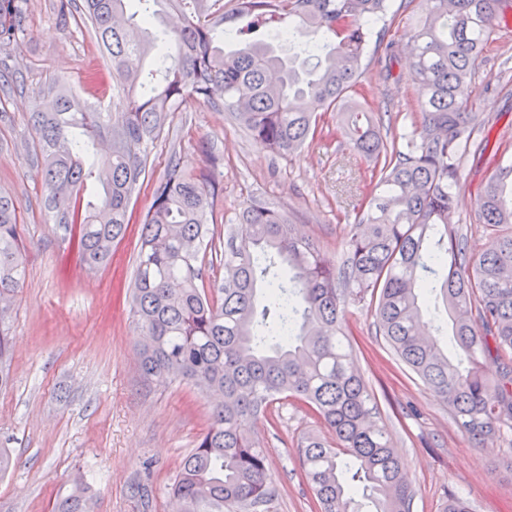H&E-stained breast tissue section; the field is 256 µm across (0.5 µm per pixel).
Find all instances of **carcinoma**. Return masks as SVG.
I'll list each match as a JSON object with an SVG mask.
<instances>
[{
    "label": "carcinoma",
    "mask_w": 512,
    "mask_h": 512,
    "mask_svg": "<svg viewBox=\"0 0 512 512\" xmlns=\"http://www.w3.org/2000/svg\"><path fill=\"white\" fill-rule=\"evenodd\" d=\"M84 0L82 13L111 63L112 103L88 106L60 83L30 113L40 145L43 205L64 230L79 225L85 270L112 258L126 236L133 194L168 113L191 99L221 107L278 155L318 133L326 112L353 150L373 162L365 206L339 263L301 235L283 211L250 202L241 225H224V278L204 283L216 249L210 181L175 161L153 186L141 220L130 305L147 383L187 381L220 395L209 424L170 484L182 512H256L273 496L255 431L273 406L295 397L330 432L308 436L302 471L320 512H411L415 488L360 374L343 319L366 303L379 335L441 397L475 440L512 430V371L487 395L491 351L512 353V157L500 158L483 194L489 245L474 259L467 234L448 223L462 156L482 126L460 90L506 0H426L431 11L406 33L421 114L403 147L382 134V113L351 109L365 49L391 0H178L180 24L149 34L155 6L172 0ZM28 0H0V72L27 35ZM153 57L151 67L144 60ZM91 185L101 203L85 199ZM15 199L0 192V298L24 275ZM442 302L451 330L443 348L428 337L424 308ZM9 337L0 327V387L8 384ZM88 487L53 512H87Z\"/></svg>",
    "instance_id": "carcinoma-1"
}]
</instances>
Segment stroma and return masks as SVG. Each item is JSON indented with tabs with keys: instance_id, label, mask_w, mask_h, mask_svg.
Masks as SVG:
<instances>
[{
	"instance_id": "stroma-1",
	"label": "stroma",
	"mask_w": 512,
	"mask_h": 512,
	"mask_svg": "<svg viewBox=\"0 0 512 512\" xmlns=\"http://www.w3.org/2000/svg\"><path fill=\"white\" fill-rule=\"evenodd\" d=\"M56 2L29 0L27 36L13 53L23 83L0 97V190L16 201L25 262L22 285L4 317L12 381L0 390V448L11 455L12 467L0 477V512H51L79 476L91 489L94 512H169L167 486L206 429L211 405L191 384L149 385L139 376L140 337L127 290L139 220L154 183L172 160L186 172L208 174L216 232L261 199L289 214L336 262L360 202L353 186L358 174L368 172V162L339 138L324 135L289 156L269 153L229 114L188 101L169 114L151 150L125 239L106 266L87 272L43 206L29 114L60 81L88 104H100L86 79L90 68H106L107 58L81 12L61 23ZM426 13L422 0H406L368 47L358 78L363 102L389 109L388 134L395 138L412 134L421 122L408 109L414 90L405 34ZM390 43L397 59L388 66ZM473 69L469 101L485 125L461 159L450 217L467 231L478 255L488 242L478 221L481 196L500 156L512 155V32L495 35ZM343 316L359 369L415 482L412 512H442L457 495L473 512H512V459L506 455L512 431L472 439L447 403L396 359L370 310L351 305ZM323 430L312 410L294 398L260 425L275 489L261 512H315L298 445L304 435Z\"/></svg>"
}]
</instances>
